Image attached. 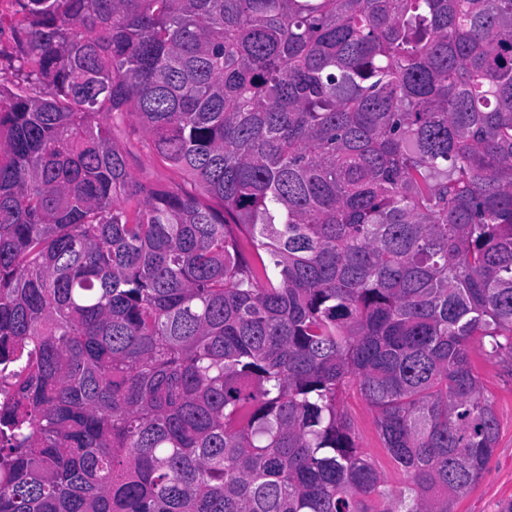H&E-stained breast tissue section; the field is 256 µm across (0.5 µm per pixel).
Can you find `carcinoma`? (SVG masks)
<instances>
[{
    "mask_svg": "<svg viewBox=\"0 0 512 512\" xmlns=\"http://www.w3.org/2000/svg\"><path fill=\"white\" fill-rule=\"evenodd\" d=\"M15 2L0 512H453L499 438L472 359L512 372V0ZM116 141L127 149L129 170L140 182L153 188L201 195L198 185L176 172L148 148L147 136L137 127L130 126L129 121L116 131ZM343 400L344 410L354 425L364 451L369 456L379 459L382 464L383 475L389 484L400 486L405 483L406 475L402 469L386 456L375 425L374 415L361 395L356 389L351 388L346 391Z\"/></svg>",
    "mask_w": 512,
    "mask_h": 512,
    "instance_id": "carcinoma-1",
    "label": "carcinoma"
}]
</instances>
